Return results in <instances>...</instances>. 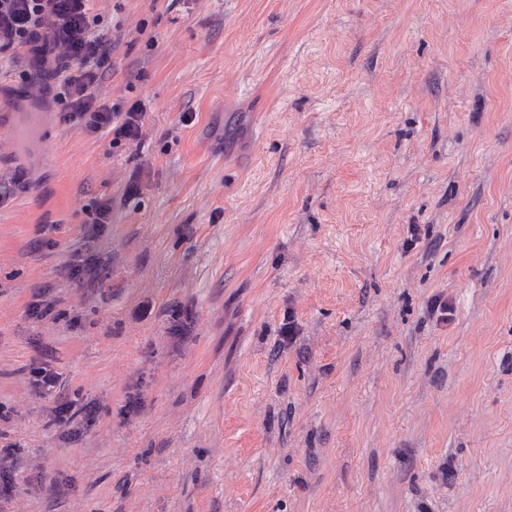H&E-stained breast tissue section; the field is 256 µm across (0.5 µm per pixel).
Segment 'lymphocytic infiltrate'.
<instances>
[{
	"mask_svg": "<svg viewBox=\"0 0 512 512\" xmlns=\"http://www.w3.org/2000/svg\"><path fill=\"white\" fill-rule=\"evenodd\" d=\"M90 0H0V60L20 64L19 101L61 105L63 119L82 133H107L112 145L140 140V104L123 107L98 89L105 62L121 36L89 14Z\"/></svg>",
	"mask_w": 512,
	"mask_h": 512,
	"instance_id": "1",
	"label": "lymphocytic infiltrate"
}]
</instances>
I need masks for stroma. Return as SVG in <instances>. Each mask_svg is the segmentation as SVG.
<instances>
[{"mask_svg": "<svg viewBox=\"0 0 512 512\" xmlns=\"http://www.w3.org/2000/svg\"><path fill=\"white\" fill-rule=\"evenodd\" d=\"M92 11L143 137L55 105L0 138L28 184L0 208V512H512V0ZM77 249L102 284L65 278ZM47 347L99 404L80 438L30 388ZM59 302L60 298L52 293V288H40L32 295L27 312L30 317L42 321L54 313ZM18 468V463L9 448L0 450V500H8L12 495L14 473Z\"/></svg>", "mask_w": 512, "mask_h": 512, "instance_id": "obj_1", "label": "stroma"}]
</instances>
